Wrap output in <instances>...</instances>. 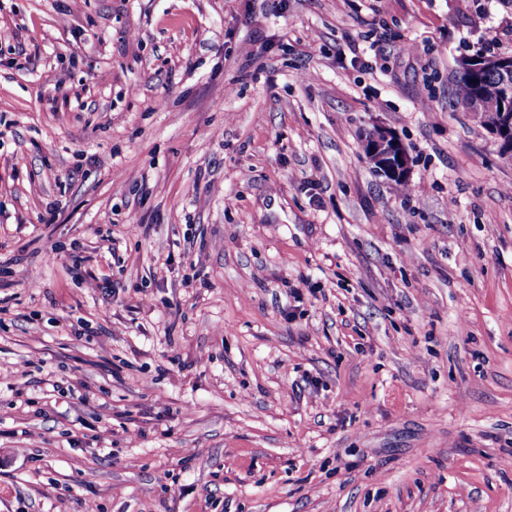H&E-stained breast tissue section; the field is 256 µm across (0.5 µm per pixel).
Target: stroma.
<instances>
[{
  "label": "stroma",
  "instance_id": "35a3bbf8",
  "mask_svg": "<svg viewBox=\"0 0 512 512\" xmlns=\"http://www.w3.org/2000/svg\"><path fill=\"white\" fill-rule=\"evenodd\" d=\"M479 52L512 0H0V512H512ZM376 128L386 138V141L393 140V144L399 151L397 156L398 163L394 165L392 175L399 178L406 177L409 173V157L403 144L397 138V136L387 128L381 126H378ZM377 129L373 128L370 131V135L372 136L377 131Z\"/></svg>",
  "mask_w": 512,
  "mask_h": 512
}]
</instances>
